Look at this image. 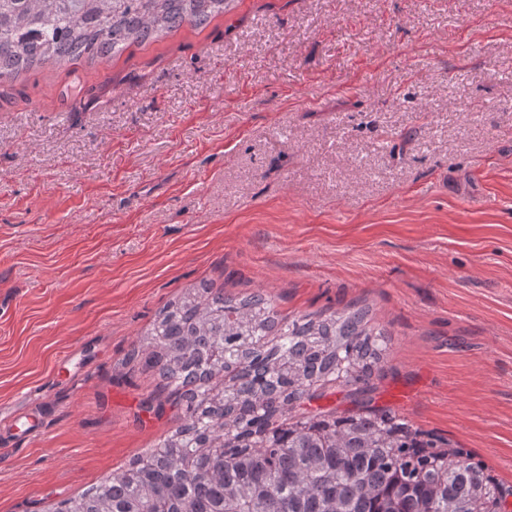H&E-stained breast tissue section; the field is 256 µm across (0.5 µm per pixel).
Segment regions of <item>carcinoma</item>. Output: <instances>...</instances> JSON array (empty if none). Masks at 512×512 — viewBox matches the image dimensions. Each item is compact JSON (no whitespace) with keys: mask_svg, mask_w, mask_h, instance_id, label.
I'll return each instance as SVG.
<instances>
[{"mask_svg":"<svg viewBox=\"0 0 512 512\" xmlns=\"http://www.w3.org/2000/svg\"><path fill=\"white\" fill-rule=\"evenodd\" d=\"M231 0H0V83L34 67L113 58ZM348 306L292 319L271 296L202 282L169 301L128 360L156 373L181 424L54 512H508L486 467L396 412L307 408L369 392L387 333ZM349 393L343 389H330L320 399L312 401L310 406L312 408L321 407L325 410L337 409L339 411L356 409L357 406L353 402L354 397H348Z\"/></svg>","mask_w":512,"mask_h":512,"instance_id":"1","label":"carcinoma"}]
</instances>
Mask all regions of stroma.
<instances>
[{
	"label": "stroma",
	"mask_w": 512,
	"mask_h": 512,
	"mask_svg": "<svg viewBox=\"0 0 512 512\" xmlns=\"http://www.w3.org/2000/svg\"><path fill=\"white\" fill-rule=\"evenodd\" d=\"M204 280L369 306L372 405L512 490V0H233L0 84V410L40 423L0 454V512L176 429L126 356Z\"/></svg>",
	"instance_id": "obj_1"
}]
</instances>
